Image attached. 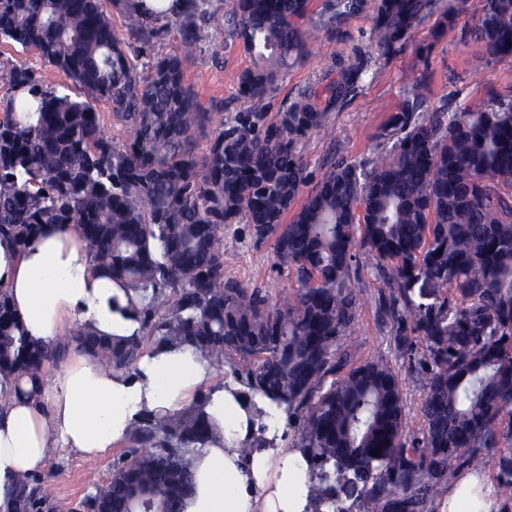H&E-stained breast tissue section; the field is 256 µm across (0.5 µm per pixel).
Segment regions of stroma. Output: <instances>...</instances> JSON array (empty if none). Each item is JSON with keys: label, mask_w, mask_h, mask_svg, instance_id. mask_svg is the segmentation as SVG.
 <instances>
[{"label": "stroma", "mask_w": 512, "mask_h": 512, "mask_svg": "<svg viewBox=\"0 0 512 512\" xmlns=\"http://www.w3.org/2000/svg\"><path fill=\"white\" fill-rule=\"evenodd\" d=\"M441 3V11L411 31L402 51L390 56L373 54L368 75L331 115L333 136L312 133L303 139L308 185L318 182L330 157L355 161L373 151L378 128L403 102L407 76L421 77L425 105L431 110L445 104L456 106L491 91L512 89V59L484 64L478 47L462 37L464 29L481 15L484 0ZM230 5L231 0H209L211 18L198 45L196 62L184 74V82L197 101L218 121L242 111L243 103L236 97L237 85L241 73L251 65V56L242 43L231 40L224 32V14ZM371 33L372 12L367 9L337 23L330 33L311 43L304 64L290 68L279 81L270 99V114H277L304 89L323 91L336 79L338 60L356 48L371 51ZM362 264L364 298L351 338V357L356 363L388 353L390 341V328L378 308L381 286L371 273L370 259H363ZM224 271L248 288L264 286L272 280L282 288L296 286L288 272L278 271L271 243L257 242L245 224L224 227ZM394 365L402 379L407 430L410 437H420V377L406 359L396 358ZM112 461L109 454L85 461L65 450H55L43 475L57 512H70L91 483L107 477Z\"/></svg>", "instance_id": "35a3bbf8"}]
</instances>
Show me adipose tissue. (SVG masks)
<instances>
[{"instance_id":"obj_1","label":"adipose tissue","mask_w":512,"mask_h":512,"mask_svg":"<svg viewBox=\"0 0 512 512\" xmlns=\"http://www.w3.org/2000/svg\"><path fill=\"white\" fill-rule=\"evenodd\" d=\"M0 283L34 341L55 342L76 324L121 341L140 333L124 286L92 268L77 233L45 228L19 253L0 244ZM212 371L183 345L144 356L132 374L79 352L39 396L0 398V512L17 478L41 473L54 449L95 459L129 438L140 413L169 415L197 400L213 434L193 458L194 492L182 512H315L310 464L289 446L282 409L240 381L212 382ZM446 509L497 512V502L468 474Z\"/></svg>"}]
</instances>
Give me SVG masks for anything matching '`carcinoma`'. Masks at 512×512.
<instances>
[{"label": "carcinoma", "mask_w": 512, "mask_h": 512, "mask_svg": "<svg viewBox=\"0 0 512 512\" xmlns=\"http://www.w3.org/2000/svg\"><path fill=\"white\" fill-rule=\"evenodd\" d=\"M367 0H232L227 35L253 66L240 77L246 109L212 122L184 83L210 19L207 0L148 20L124 11L127 37L103 0H0V41L33 50L85 91L77 100L24 65L0 67V242L17 250L47 225L77 231L94 266L142 294L141 335L123 343L74 330L80 351L132 373L144 354L179 344L284 407L292 447L310 459L311 492L331 512H432L431 495L455 467L491 464L512 502V91L427 112L421 82L359 161L327 165L306 185L300 139L325 131L328 114L367 73L364 53L338 62L324 97L302 93L275 120L279 78L304 61L307 43ZM438 0H381L373 41L399 52ZM174 26L178 55L142 61ZM465 38L493 64L512 58V0H486ZM110 105L128 133L118 146L95 103ZM244 222L272 241L297 288L248 289L224 273V225ZM388 288L379 310L396 351L422 376V440L408 441L402 382L380 354L350 364L363 289L360 256ZM420 277L448 290L417 304ZM421 339L408 342L406 332ZM59 344L27 336L0 285V394L38 392ZM212 425L197 404L170 417H140L106 480L81 512H181L194 489L191 458ZM380 449L379 456L371 455ZM8 512H56L39 475L21 476Z\"/></svg>", "instance_id": "1"}]
</instances>
